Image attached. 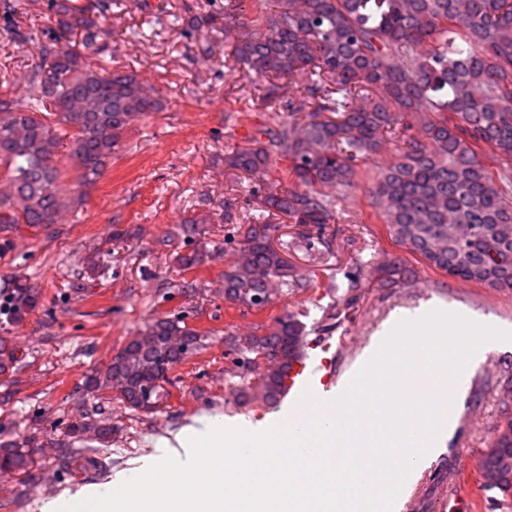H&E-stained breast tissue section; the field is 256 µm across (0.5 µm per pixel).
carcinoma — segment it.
Listing matches in <instances>:
<instances>
[{
    "label": "carcinoma",
    "mask_w": 512,
    "mask_h": 512,
    "mask_svg": "<svg viewBox=\"0 0 512 512\" xmlns=\"http://www.w3.org/2000/svg\"><path fill=\"white\" fill-rule=\"evenodd\" d=\"M117 0H51L57 33L38 46L26 73L27 96H0V164L10 172L0 190V250L10 232L59 222L82 200L83 188L104 174L135 124L163 110L157 91L136 74L103 60L100 18ZM196 16L191 26L225 31L229 12ZM249 33L228 43L234 60L267 79L264 100H278L283 80L297 95L287 112L269 116L252 143L234 150L227 165L244 174L289 162L292 185L264 194V224L242 234L241 257L224 269V300L249 309L270 304L274 287H308L273 236L276 221L318 229L331 249L341 201L356 187L357 167L386 142L398 156L374 177L369 206L390 238L429 267L463 282L512 291V0H256ZM81 42L62 46L74 32ZM100 56L93 64L89 55ZM411 114L418 124L402 122ZM68 144L77 173L73 195L62 194L58 153ZM499 162L495 171L485 159ZM211 258L194 248L177 256L181 269ZM386 287L405 284L411 271L396 258L374 270ZM25 280L11 284L0 316L22 322L40 301ZM304 326L288 312L261 336L232 340L235 353L261 358L252 390L272 401L299 358ZM201 347L200 335L178 320L158 319L133 337L85 382L109 390L134 410L156 407L166 372ZM115 430L84 415L58 444L68 458L73 442H112ZM33 460L19 445L0 442V468L29 472ZM500 474L490 485L512 492V417L500 426L480 460Z\"/></svg>",
    "instance_id": "carcinoma-1"
}]
</instances>
